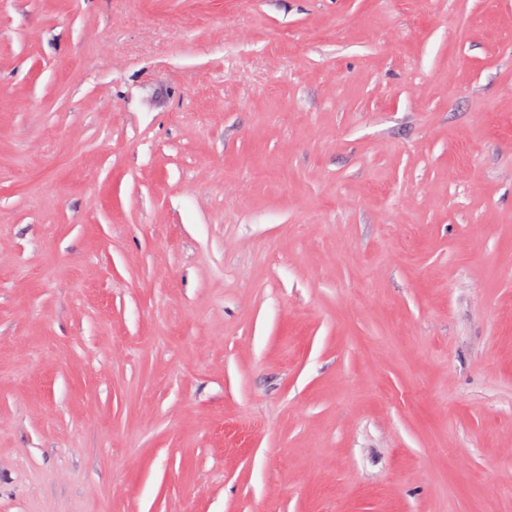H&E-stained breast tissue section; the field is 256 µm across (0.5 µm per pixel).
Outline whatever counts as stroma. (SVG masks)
<instances>
[{"label":"stroma","instance_id":"obj_1","mask_svg":"<svg viewBox=\"0 0 512 512\" xmlns=\"http://www.w3.org/2000/svg\"><path fill=\"white\" fill-rule=\"evenodd\" d=\"M0 512H512V0H0Z\"/></svg>","mask_w":512,"mask_h":512}]
</instances>
